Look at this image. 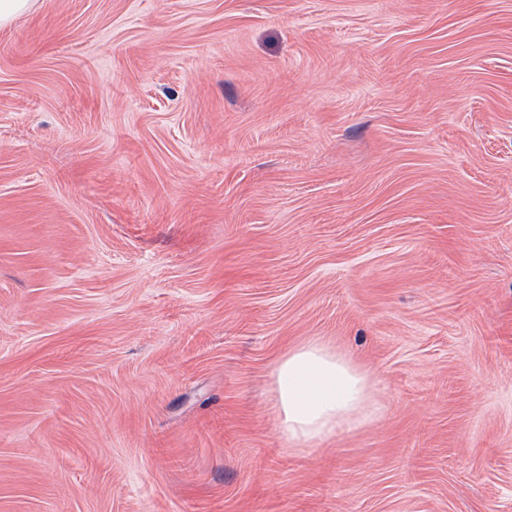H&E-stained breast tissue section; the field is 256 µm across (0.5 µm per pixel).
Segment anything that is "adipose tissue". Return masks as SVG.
<instances>
[{"mask_svg":"<svg viewBox=\"0 0 512 512\" xmlns=\"http://www.w3.org/2000/svg\"><path fill=\"white\" fill-rule=\"evenodd\" d=\"M271 378L272 409L281 437L292 449L357 430L381 409L370 369L322 338L289 349Z\"/></svg>","mask_w":512,"mask_h":512,"instance_id":"1","label":"adipose tissue"}]
</instances>
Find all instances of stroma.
I'll return each instance as SVG.
<instances>
[{
	"mask_svg": "<svg viewBox=\"0 0 512 512\" xmlns=\"http://www.w3.org/2000/svg\"><path fill=\"white\" fill-rule=\"evenodd\" d=\"M317 337L385 410L294 452ZM0 512H512V0L0 27Z\"/></svg>",
	"mask_w": 512,
	"mask_h": 512,
	"instance_id": "1",
	"label": "stroma"
}]
</instances>
